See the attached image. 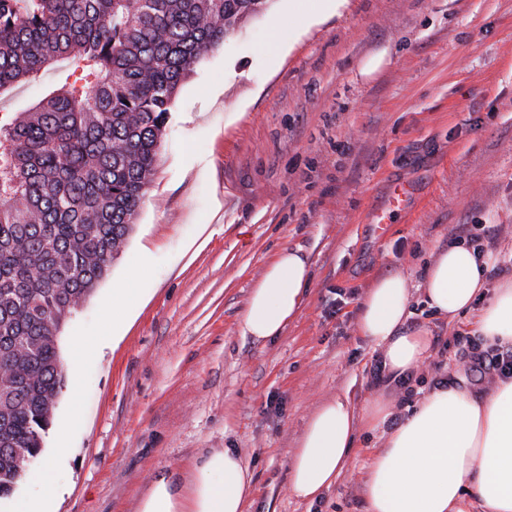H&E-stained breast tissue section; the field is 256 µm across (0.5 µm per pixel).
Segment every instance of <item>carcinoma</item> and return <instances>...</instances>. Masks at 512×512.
<instances>
[{
	"instance_id": "obj_1",
	"label": "carcinoma",
	"mask_w": 512,
	"mask_h": 512,
	"mask_svg": "<svg viewBox=\"0 0 512 512\" xmlns=\"http://www.w3.org/2000/svg\"><path fill=\"white\" fill-rule=\"evenodd\" d=\"M267 0H0V90L63 60L0 119V498L40 454L63 386L56 332L108 275L194 61ZM63 68L50 67L41 75L38 83H17L0 94V115L2 118L29 112L46 95L57 87L62 78Z\"/></svg>"
}]
</instances>
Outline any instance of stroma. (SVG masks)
I'll return each instance as SVG.
<instances>
[{
  "label": "stroma",
  "instance_id": "stroma-1",
  "mask_svg": "<svg viewBox=\"0 0 512 512\" xmlns=\"http://www.w3.org/2000/svg\"><path fill=\"white\" fill-rule=\"evenodd\" d=\"M301 0H268L192 66L173 101L155 171L108 276L57 333L62 371L72 340L112 333L119 281L148 304L115 351L77 368L44 448L57 434L56 512H137L154 475L189 473L212 448L253 473L246 512H364L365 467L381 431L359 429L348 463L315 501L288 491L297 441L324 400L355 406L405 391L372 380L375 353L356 329L372 282L419 283L456 225L498 224L490 284L512 274V0H349L291 48L268 51L269 22ZM386 52L363 76L360 64ZM62 70L0 92V115L32 108ZM416 188L410 214L379 236L369 222L388 182ZM146 275L128 278L140 246ZM312 274L297 319L264 343L240 333L253 282L283 248ZM342 291L341 313L324 301Z\"/></svg>",
  "mask_w": 512,
  "mask_h": 512
}]
</instances>
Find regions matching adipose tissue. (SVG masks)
Returning <instances> with one entry per match:
<instances>
[{"mask_svg": "<svg viewBox=\"0 0 512 512\" xmlns=\"http://www.w3.org/2000/svg\"><path fill=\"white\" fill-rule=\"evenodd\" d=\"M348 0H306L300 12L270 24V48L282 50L283 33H306L325 18L342 15ZM497 260L460 243L438 251L419 285L402 273L376 279L360 305L357 330L370 342L389 380L416 373L430 342L410 332L413 292L435 315L447 320L472 313V327L484 345L512 346V279L486 294ZM310 267L299 250L282 249L254 282L239 324L255 342L279 336L299 314L310 284ZM393 410L384 395L363 409L336 397L310 418L293 452L289 491L310 501L336 481L346 465L359 426L386 425ZM37 493L9 503L10 512H53L61 491L53 467L25 476ZM366 512H512V377L499 379L477 397L458 376L424 392L403 422L391 429L367 466ZM253 476L242 456L214 448L194 466L186 484L173 472L157 474L138 512H245Z\"/></svg>", "mask_w": 512, "mask_h": 512, "instance_id": "1", "label": "adipose tissue"}]
</instances>
